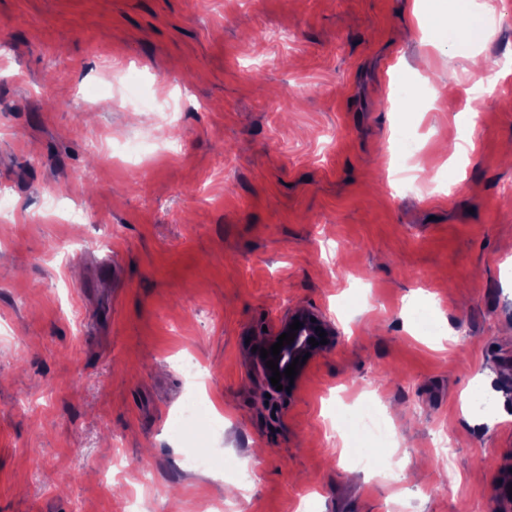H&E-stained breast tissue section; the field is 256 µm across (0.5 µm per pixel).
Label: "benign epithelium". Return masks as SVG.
<instances>
[{"label":"benign epithelium","mask_w":512,"mask_h":512,"mask_svg":"<svg viewBox=\"0 0 512 512\" xmlns=\"http://www.w3.org/2000/svg\"><path fill=\"white\" fill-rule=\"evenodd\" d=\"M296 319L302 323V327L296 331L294 342L289 345H283L282 350L278 355V369L281 372L285 371L288 365H290L296 357H303L305 355L312 357L333 346L335 344L336 336L338 335L335 324L326 317L316 314L304 307H295L289 311L287 317L282 321L277 331L266 338V340L261 344V347L268 349L272 344L278 342V337L288 332L289 325H291ZM321 330L326 332L327 344H319L315 347L309 344L310 338H319V331ZM250 358L254 372L262 377L264 391L270 395V400L276 401L289 396V392H287V387L290 386L289 378L284 376L280 379V384L283 385V389L280 391L276 390V387L271 384L270 377L272 376V371L266 366V360L273 359V356L270 355L268 356V359L264 360L261 358L260 352L256 351L251 353Z\"/></svg>","instance_id":"obj_1"}]
</instances>
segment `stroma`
<instances>
[{
	"label": "stroma",
	"mask_w": 512,
	"mask_h": 512,
	"mask_svg": "<svg viewBox=\"0 0 512 512\" xmlns=\"http://www.w3.org/2000/svg\"><path fill=\"white\" fill-rule=\"evenodd\" d=\"M494 13L451 58L413 0H0V512H497L512 100L465 116L512 60V0ZM117 63L180 107L173 156L150 113L71 111ZM293 306L339 336L271 404L250 344ZM192 389L223 433L173 435ZM365 406L399 435L371 470L352 457L375 440L336 417ZM199 447L247 489L185 469Z\"/></svg>",
	"instance_id": "obj_1"
}]
</instances>
